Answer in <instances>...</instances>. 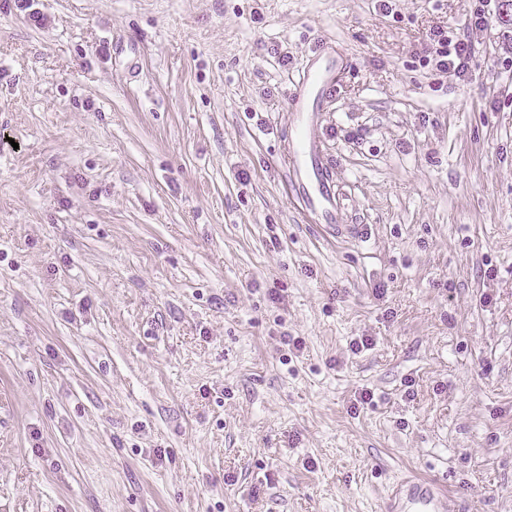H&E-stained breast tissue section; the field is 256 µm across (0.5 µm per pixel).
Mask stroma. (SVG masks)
<instances>
[{
  "instance_id": "35a3bbf8",
  "label": "stroma",
  "mask_w": 512,
  "mask_h": 512,
  "mask_svg": "<svg viewBox=\"0 0 512 512\" xmlns=\"http://www.w3.org/2000/svg\"><path fill=\"white\" fill-rule=\"evenodd\" d=\"M471 7L0 0V512H512V13L422 63ZM322 39L360 242L287 196ZM474 5L469 16L465 19L462 28L455 30H433L431 43L426 49L423 61L425 66L438 74L453 72L457 78L468 75V66L471 55L474 53V42L470 32L483 31L489 24L494 9L495 0H473ZM461 30H463L461 32ZM447 487L427 477H409L389 487L382 512H445Z\"/></svg>"
}]
</instances>
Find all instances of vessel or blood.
<instances>
[{"label": "vessel or blood", "mask_w": 512, "mask_h": 512, "mask_svg": "<svg viewBox=\"0 0 512 512\" xmlns=\"http://www.w3.org/2000/svg\"><path fill=\"white\" fill-rule=\"evenodd\" d=\"M343 67L332 42H321L301 68L288 100L286 181L306 222L321 225L330 239L362 237L349 224L336 192L334 166L322 148L324 106L335 95ZM447 487L427 477H409L389 487L381 512H445Z\"/></svg>", "instance_id": "1"}]
</instances>
